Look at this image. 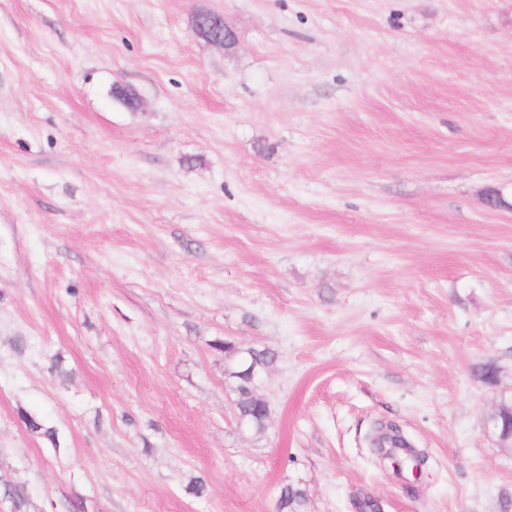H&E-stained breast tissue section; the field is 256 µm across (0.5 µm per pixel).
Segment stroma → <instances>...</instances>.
<instances>
[{
  "label": "stroma",
  "instance_id": "obj_1",
  "mask_svg": "<svg viewBox=\"0 0 512 512\" xmlns=\"http://www.w3.org/2000/svg\"><path fill=\"white\" fill-rule=\"evenodd\" d=\"M219 341L271 357L261 433ZM501 405L512 0H0V482L28 512H503ZM387 427L419 477L380 465ZM194 27L200 36L213 44L228 47L235 42V33L223 15L201 13L196 16Z\"/></svg>",
  "mask_w": 512,
  "mask_h": 512
}]
</instances>
